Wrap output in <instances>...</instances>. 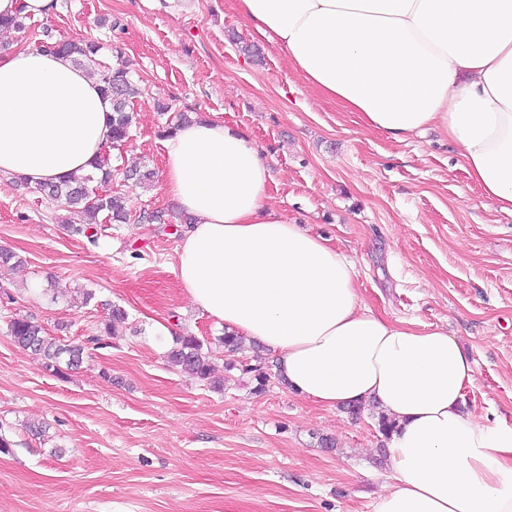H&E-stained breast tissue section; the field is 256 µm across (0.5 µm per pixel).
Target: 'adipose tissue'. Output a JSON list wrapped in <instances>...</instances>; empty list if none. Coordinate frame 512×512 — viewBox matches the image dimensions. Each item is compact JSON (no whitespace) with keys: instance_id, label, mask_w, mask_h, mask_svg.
I'll return each instance as SVG.
<instances>
[{"instance_id":"1","label":"adipose tissue","mask_w":512,"mask_h":512,"mask_svg":"<svg viewBox=\"0 0 512 512\" xmlns=\"http://www.w3.org/2000/svg\"><path fill=\"white\" fill-rule=\"evenodd\" d=\"M292 69L363 124L455 146L483 196L512 213V0H238ZM111 106L69 57L0 51V175L92 171ZM164 187L192 217L176 274L190 303L259 341L289 389L333 409L373 401L395 422L372 512H512V425L464 408L474 362L446 331L367 309L352 262L270 203L268 164L208 119L162 141Z\"/></svg>"}]
</instances>
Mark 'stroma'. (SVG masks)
<instances>
[{
	"mask_svg": "<svg viewBox=\"0 0 512 512\" xmlns=\"http://www.w3.org/2000/svg\"><path fill=\"white\" fill-rule=\"evenodd\" d=\"M25 24L0 42L30 47L46 30L95 41L102 64L126 67L143 94L99 187L125 199L126 223L75 233L76 215L0 176V248L23 260L0 270V434L12 442L0 453V512H371L388 481L374 408L354 419L275 376L255 393L214 343L223 325L184 296L183 216L161 179V141L184 112L260 147L272 204L351 258L376 314L454 336L475 364L468 409L512 425V214L483 198L447 142L389 140L320 97L237 0H54L48 18ZM135 166L155 181L123 179ZM157 210L166 223L144 221ZM114 305L128 315L123 335L60 374L7 332L23 316L82 344ZM163 330L213 343L223 389L169 363L151 343ZM38 422L47 438L29 431ZM322 435L335 448L320 447Z\"/></svg>",
	"mask_w": 512,
	"mask_h": 512,
	"instance_id": "1",
	"label": "stroma"
}]
</instances>
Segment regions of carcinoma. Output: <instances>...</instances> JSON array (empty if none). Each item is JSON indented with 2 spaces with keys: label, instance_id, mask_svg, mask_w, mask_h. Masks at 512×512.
I'll return each instance as SVG.
<instances>
[{
  "label": "carcinoma",
  "instance_id": "obj_1",
  "mask_svg": "<svg viewBox=\"0 0 512 512\" xmlns=\"http://www.w3.org/2000/svg\"><path fill=\"white\" fill-rule=\"evenodd\" d=\"M99 46L93 42H71L62 53L72 57L73 63L89 73L99 86L103 97L110 101L112 127L111 144L114 147L125 143L130 135L135 117L131 108L134 99L142 95V89L123 68H110L100 65L96 55ZM95 172L73 177L59 183H40L35 186L42 195L60 202L72 213L83 218L85 224H120L127 220V211L118 196H103L94 192L91 183L112 180V169L108 168V159L102 157L94 165ZM8 335L16 346L29 350L44 360V366L55 372L59 371L60 363L72 369L82 359L84 347L77 344H63L50 336L38 323L27 317H14L8 323ZM224 350L239 354L249 349L252 352L251 362L244 364L245 370L254 374L255 389L265 390L269 380L271 367L266 357L261 354V346L256 343L245 344V337L235 333H226L219 338ZM167 359L181 367L185 372L206 382L213 388H220V383L213 379L211 368L212 349L199 337L184 333L175 336L170 349L166 352Z\"/></svg>",
  "mask_w": 512,
  "mask_h": 512
}]
</instances>
